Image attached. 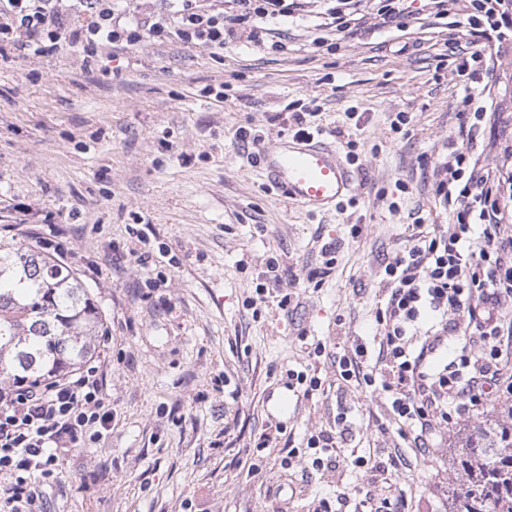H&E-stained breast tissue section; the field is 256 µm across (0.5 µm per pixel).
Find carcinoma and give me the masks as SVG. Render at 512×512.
I'll return each instance as SVG.
<instances>
[{
	"instance_id": "obj_1",
	"label": "carcinoma",
	"mask_w": 512,
	"mask_h": 512,
	"mask_svg": "<svg viewBox=\"0 0 512 512\" xmlns=\"http://www.w3.org/2000/svg\"><path fill=\"white\" fill-rule=\"evenodd\" d=\"M102 315L83 281L32 246L0 245V382L75 372L96 349ZM457 456L467 476L450 512H512V426H481Z\"/></svg>"
}]
</instances>
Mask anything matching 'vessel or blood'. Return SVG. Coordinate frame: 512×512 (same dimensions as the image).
<instances>
[{"instance_id":"obj_1","label":"vessel or blood","mask_w":512,"mask_h":512,"mask_svg":"<svg viewBox=\"0 0 512 512\" xmlns=\"http://www.w3.org/2000/svg\"><path fill=\"white\" fill-rule=\"evenodd\" d=\"M268 183L312 212H324L354 191V175L335 145L311 135H292L261 150Z\"/></svg>"}]
</instances>
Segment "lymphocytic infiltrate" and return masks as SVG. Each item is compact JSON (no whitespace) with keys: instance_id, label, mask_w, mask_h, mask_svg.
Listing matches in <instances>:
<instances>
[{"instance_id":"f902f5d3","label":"lymphocytic infiltrate","mask_w":512,"mask_h":512,"mask_svg":"<svg viewBox=\"0 0 512 512\" xmlns=\"http://www.w3.org/2000/svg\"><path fill=\"white\" fill-rule=\"evenodd\" d=\"M175 0L172 9L144 12L119 0H0V52L13 47L41 56L66 40L88 58L113 57L144 39L194 44L224 56L230 25L260 29L295 14V0ZM466 23L482 42L456 70L477 83L498 59L505 32H512V0H465ZM86 15L72 30L73 14ZM458 137L433 168L436 198L449 225L411 235L384 266L386 294L374 314L378 346L352 343L336 358L339 377L383 399L389 422L404 448H432L442 425L478 412L512 394V140L494 135V104L465 96ZM487 135L498 165L482 162L471 147ZM112 409L101 392L99 369L48 383L16 387L0 395V512H33L37 488L54 479L61 456L81 437L108 432ZM401 450L387 457H356L372 478L355 493L339 491L313 512L352 504L353 512H407L406 498L391 499L373 475L404 465Z\"/></svg>"}]
</instances>
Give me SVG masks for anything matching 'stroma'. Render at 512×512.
<instances>
[{"label":"stroma","mask_w":512,"mask_h":512,"mask_svg":"<svg viewBox=\"0 0 512 512\" xmlns=\"http://www.w3.org/2000/svg\"><path fill=\"white\" fill-rule=\"evenodd\" d=\"M329 5L306 0L301 19L278 27L283 51L234 35L220 60L149 39L112 62H87L71 41L0 59V243H34L55 224L104 318L93 362L111 428L59 461L44 512H312L338 484L362 483L351 451L398 444L382 400L340 383L333 361L307 347L371 344L384 264L414 217L448 223L431 165L457 136L466 90L482 88L455 73L478 38L454 2L441 18L413 0L396 22L371 18L318 47L316 14ZM487 86L499 132H512L511 48ZM296 112L354 172L355 193L335 211L308 212L254 162ZM400 112L408 122L392 130ZM242 126L251 142L237 139ZM333 239L331 275L308 282ZM272 259L293 277L250 306ZM305 368L322 381L309 398L288 386L289 370ZM341 415L338 468L310 471L307 453L285 467L278 449L256 445L267 427L299 443ZM492 421L512 423V399L449 424L439 447L389 475L386 493L404 495L409 512H448L463 479L455 450Z\"/></svg>","instance_id":"1"}]
</instances>
